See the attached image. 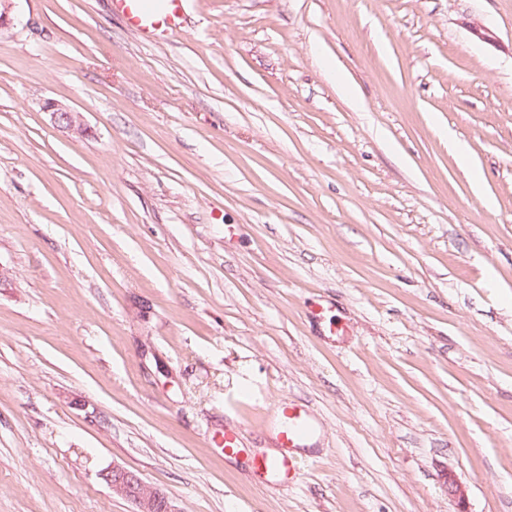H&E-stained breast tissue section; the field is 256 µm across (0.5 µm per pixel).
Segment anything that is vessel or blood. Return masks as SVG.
Returning <instances> with one entry per match:
<instances>
[{
    "label": "vessel or blood",
    "mask_w": 512,
    "mask_h": 512,
    "mask_svg": "<svg viewBox=\"0 0 512 512\" xmlns=\"http://www.w3.org/2000/svg\"><path fill=\"white\" fill-rule=\"evenodd\" d=\"M188 0H111L112 11L121 16L133 32L157 42L183 29L188 17ZM275 417L278 455L253 454L249 467L258 482L291 487L305 477V462L298 457L299 448L316 433L309 410L292 400L282 398L272 407Z\"/></svg>",
    "instance_id": "obj_1"
}]
</instances>
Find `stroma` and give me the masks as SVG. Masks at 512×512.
<instances>
[{
	"label": "stroma",
	"instance_id": "35a3bbf8",
	"mask_svg": "<svg viewBox=\"0 0 512 512\" xmlns=\"http://www.w3.org/2000/svg\"><path fill=\"white\" fill-rule=\"evenodd\" d=\"M6 12L0 512H512V0ZM281 396L291 488L216 445ZM190 0H111L112 12L121 16L133 32L165 41L187 24ZM43 110L50 113L54 124L57 126L76 131L77 133H84L85 129L80 122L79 113L73 112L68 107L54 100L46 101L43 105ZM275 417L276 440L281 452L276 456L252 454L249 467L260 483L291 487L305 477V462L297 455L298 448L316 433V424L309 410L288 398H280L272 407ZM98 475L113 493L135 505L134 512H180L165 492L147 484L134 471L112 465Z\"/></svg>",
	"mask_w": 512,
	"mask_h": 512
}]
</instances>
